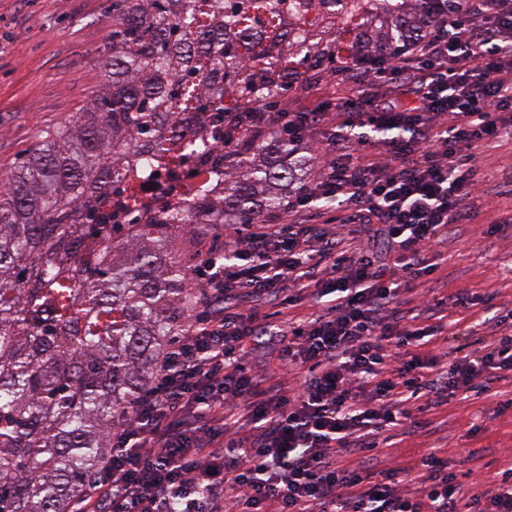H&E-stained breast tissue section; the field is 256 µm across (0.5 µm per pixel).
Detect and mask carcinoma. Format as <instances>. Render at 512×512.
<instances>
[{
  "mask_svg": "<svg viewBox=\"0 0 512 512\" xmlns=\"http://www.w3.org/2000/svg\"><path fill=\"white\" fill-rule=\"evenodd\" d=\"M436 2L112 0L103 91L0 189V512H74L197 301L173 237L301 183L312 159L244 113L425 38Z\"/></svg>",
  "mask_w": 512,
  "mask_h": 512,
  "instance_id": "obj_1",
  "label": "carcinoma"
}]
</instances>
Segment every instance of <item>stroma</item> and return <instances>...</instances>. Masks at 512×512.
<instances>
[{"label": "stroma", "mask_w": 512, "mask_h": 512, "mask_svg": "<svg viewBox=\"0 0 512 512\" xmlns=\"http://www.w3.org/2000/svg\"><path fill=\"white\" fill-rule=\"evenodd\" d=\"M112 0H0V186L18 165L100 90L97 52L108 38ZM490 180L471 196L472 224H456L437 246L439 269L416 279L399 300L420 310L436 295H487L494 309H512V224L488 228L512 209V142L487 148ZM434 448L461 493L472 498L512 467V375L482 394H457L428 413L421 428L390 431L376 470L410 465Z\"/></svg>", "instance_id": "35a3bbf8"}]
</instances>
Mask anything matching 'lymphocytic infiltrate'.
<instances>
[{
  "label": "lymphocytic infiltrate",
  "instance_id": "f902f5d3",
  "mask_svg": "<svg viewBox=\"0 0 512 512\" xmlns=\"http://www.w3.org/2000/svg\"><path fill=\"white\" fill-rule=\"evenodd\" d=\"M464 2L398 55L346 69L311 111L272 113L294 143L322 135L325 171L289 194L287 226L227 235L193 267L205 315L186 321L113 432L78 512H512V468L466 502L436 449L414 468H370L384 432L512 373V313L479 317L493 340L460 355L446 324L420 326L397 306L437 270L432 247L449 225L474 222L464 201L481 146L512 139V0ZM376 142L380 160L362 151ZM326 205L347 235L313 224ZM363 224L382 225L391 266L359 247ZM308 295L318 311L289 328L258 314L262 299ZM254 336L280 337L295 387L246 371Z\"/></svg>",
  "mask_w": 512,
  "mask_h": 512
}]
</instances>
